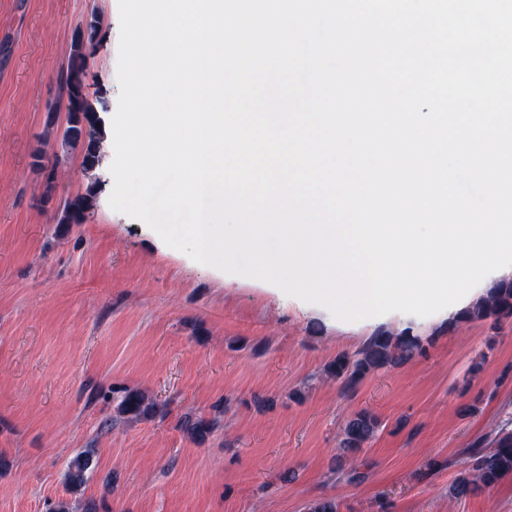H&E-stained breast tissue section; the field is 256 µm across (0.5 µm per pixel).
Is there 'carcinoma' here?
<instances>
[{"label": "carcinoma", "mask_w": 512, "mask_h": 512, "mask_svg": "<svg viewBox=\"0 0 512 512\" xmlns=\"http://www.w3.org/2000/svg\"><path fill=\"white\" fill-rule=\"evenodd\" d=\"M83 32L72 38L66 64L56 72L55 82L58 95L49 107L45 119V129L41 134L45 143L54 137V127L58 114L66 116V126L61 137L62 150H75L81 156V173L87 181L85 192L68 196L59 203L55 221L61 226L83 224L92 214L103 181L99 175L104 157L105 121L103 114L111 111V105L104 93L89 90L87 83L89 59L93 54L101 32V19L93 15L82 26ZM45 163V155L37 150L33 154L32 167L50 170L44 176L41 199L50 202L56 197L57 164ZM491 322L497 329L501 323L512 320V278L495 280L485 294L472 306L458 311L448 319V330L473 320ZM435 337H423L411 329L393 332L383 327L376 329L362 345L352 353L339 352L327 361L320 377L336 382L340 395L352 397L363 381L379 372L399 367L426 352ZM112 419L105 422L110 426L117 421L136 422L143 418L168 414L166 406L158 403L143 391L126 389L121 391L113 407ZM224 411L216 409L210 418L189 416L181 420L183 430L196 442H204L221 426ZM382 428L380 418L364 408L351 414L338 432L336 457L330 474L337 480L358 484L367 478V473L359 470L355 459L377 437ZM454 464L462 466L450 486L451 497L465 499L497 486L503 479L512 477V429L501 427L495 434L480 436L461 450V458L452 462L446 458H431L417 477L427 480ZM92 466V455L84 451L73 457L65 472L66 483L73 487L81 486L87 479ZM305 512H339L335 497L324 495L311 499Z\"/></svg>", "instance_id": "carcinoma-1"}]
</instances>
